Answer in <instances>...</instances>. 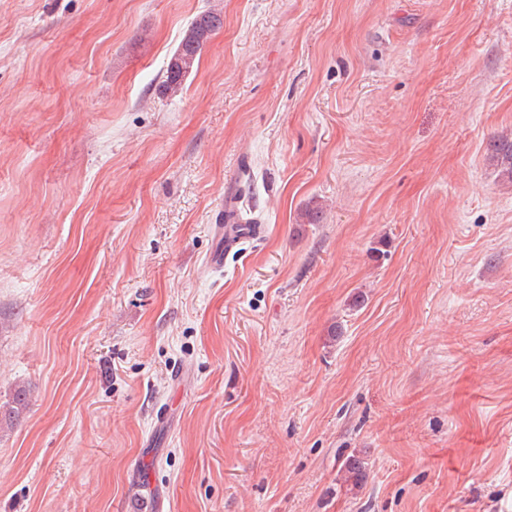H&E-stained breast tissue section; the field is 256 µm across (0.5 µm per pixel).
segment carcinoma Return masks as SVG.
Returning <instances> with one entry per match:
<instances>
[{
  "label": "carcinoma",
  "mask_w": 512,
  "mask_h": 512,
  "mask_svg": "<svg viewBox=\"0 0 512 512\" xmlns=\"http://www.w3.org/2000/svg\"><path fill=\"white\" fill-rule=\"evenodd\" d=\"M223 26L221 11L210 9L196 16L187 26L182 39L174 51L166 70L165 80L160 89L164 95H176L183 90L184 80L200 57L207 41ZM494 157L500 165L499 178L512 184V137L502 136L491 144ZM27 406L25 391L19 390L12 401L0 407V423L13 421ZM347 479L361 485L367 475L365 463L357 458H348L343 465Z\"/></svg>",
  "instance_id": "1"
}]
</instances>
